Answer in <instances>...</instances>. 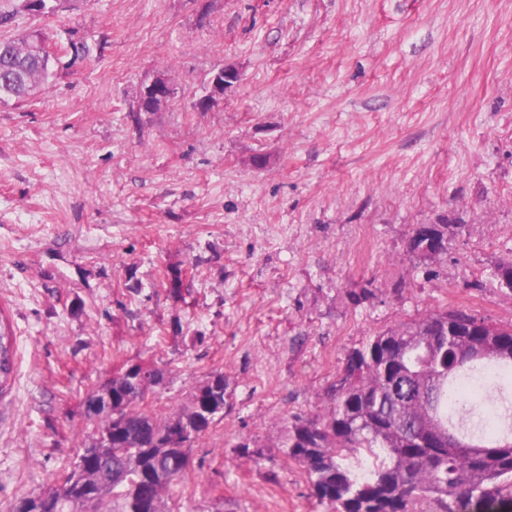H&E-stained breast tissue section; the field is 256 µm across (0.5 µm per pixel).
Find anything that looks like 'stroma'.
Segmentation results:
<instances>
[{
  "label": "stroma",
  "instance_id": "obj_1",
  "mask_svg": "<svg viewBox=\"0 0 512 512\" xmlns=\"http://www.w3.org/2000/svg\"><path fill=\"white\" fill-rule=\"evenodd\" d=\"M19 24L55 76L0 104V512L95 443L86 395L135 364L161 419L228 384L166 512H327L279 438L328 413L347 352L436 309L512 323L489 275L512 258V0H64ZM221 65L240 84L194 110ZM159 71L175 99L135 113ZM443 215L447 253H410ZM16 340L8 332L2 330L0 321V397L10 389L15 370Z\"/></svg>",
  "mask_w": 512,
  "mask_h": 512
}]
</instances>
